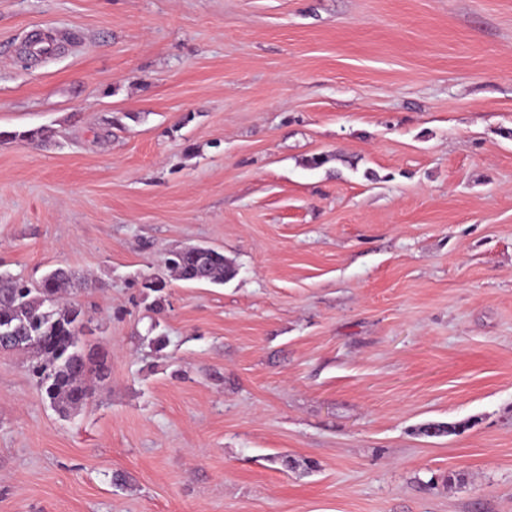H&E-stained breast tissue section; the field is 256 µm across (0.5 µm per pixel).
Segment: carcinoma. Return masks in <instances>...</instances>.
Here are the masks:
<instances>
[{
	"mask_svg": "<svg viewBox=\"0 0 512 512\" xmlns=\"http://www.w3.org/2000/svg\"><path fill=\"white\" fill-rule=\"evenodd\" d=\"M9 139L46 142L53 137L48 128L5 134ZM167 270L183 281L222 284L235 274L224 253L207 246H195L169 253ZM70 273L57 267L37 285L0 274V350L26 356L28 370L37 379L52 407L68 414L84 405L93 377L106 379L107 353L95 361L79 344L83 309L63 296L73 292Z\"/></svg>",
	"mask_w": 512,
	"mask_h": 512,
	"instance_id": "obj_1",
	"label": "carcinoma"
}]
</instances>
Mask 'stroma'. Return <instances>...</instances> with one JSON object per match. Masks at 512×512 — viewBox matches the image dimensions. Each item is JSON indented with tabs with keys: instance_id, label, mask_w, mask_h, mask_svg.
<instances>
[{
	"instance_id": "35a3bbf8",
	"label": "stroma",
	"mask_w": 512,
	"mask_h": 512,
	"mask_svg": "<svg viewBox=\"0 0 512 512\" xmlns=\"http://www.w3.org/2000/svg\"><path fill=\"white\" fill-rule=\"evenodd\" d=\"M41 126L0 273L94 279L111 374L0 351V512H512V0H0ZM167 270L183 281L222 284L235 274L224 253L207 246H195L170 252L164 259Z\"/></svg>"
}]
</instances>
